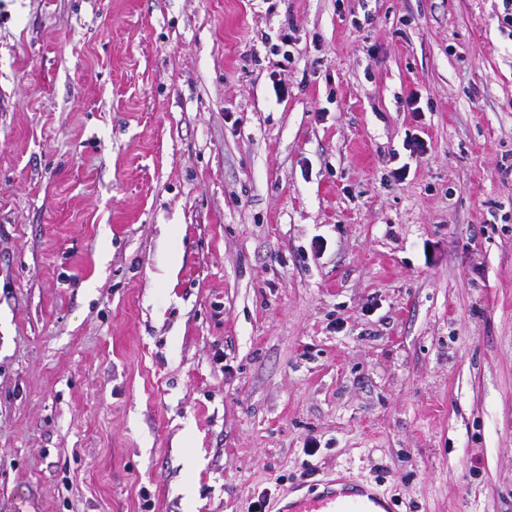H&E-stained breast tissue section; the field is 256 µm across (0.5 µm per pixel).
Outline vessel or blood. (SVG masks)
Wrapping results in <instances>:
<instances>
[{
  "label": "vessel or blood",
  "instance_id": "obj_1",
  "mask_svg": "<svg viewBox=\"0 0 512 512\" xmlns=\"http://www.w3.org/2000/svg\"><path fill=\"white\" fill-rule=\"evenodd\" d=\"M278 512H398L370 485L340 476L280 499Z\"/></svg>",
  "mask_w": 512,
  "mask_h": 512
}]
</instances>
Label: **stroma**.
<instances>
[{
    "instance_id": "obj_1",
    "label": "stroma",
    "mask_w": 512,
    "mask_h": 512,
    "mask_svg": "<svg viewBox=\"0 0 512 512\" xmlns=\"http://www.w3.org/2000/svg\"><path fill=\"white\" fill-rule=\"evenodd\" d=\"M501 9L0 0V512H512ZM278 512H399L398 504L370 485L344 476L309 485L278 500Z\"/></svg>"
}]
</instances>
